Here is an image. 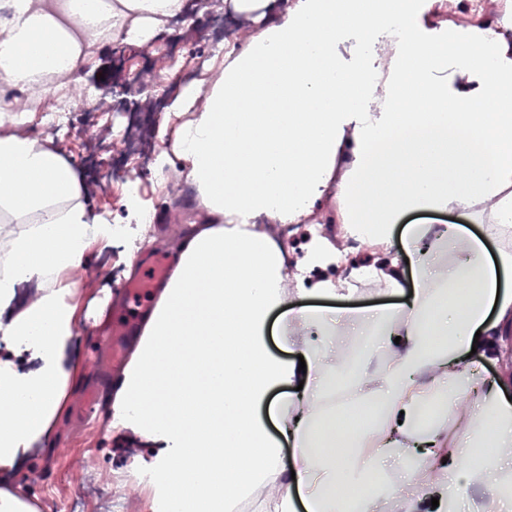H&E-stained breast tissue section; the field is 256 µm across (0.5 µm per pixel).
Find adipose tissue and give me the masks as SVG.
<instances>
[{"mask_svg": "<svg viewBox=\"0 0 512 512\" xmlns=\"http://www.w3.org/2000/svg\"><path fill=\"white\" fill-rule=\"evenodd\" d=\"M438 3L285 0L268 22L258 0H237L252 23L169 101L157 171L192 188L204 221L165 241L170 276L107 406L110 435L152 450L140 468L156 510L226 512L267 485L269 512H383L390 500L447 512L451 485L469 491L470 512L512 502V379L476 371L512 333V35L452 23L428 38ZM183 9L0 0V85L69 89L96 46L148 44ZM351 33L370 55L347 68L336 47ZM448 66L453 82L436 79ZM16 107L0 98V475L50 441L79 381L68 352L91 246L130 264L144 232L134 197L113 232L51 143L14 132ZM413 211L457 221L400 228ZM332 218L335 237L289 254L281 227ZM477 222L488 238L469 233ZM29 283L38 291L17 309ZM365 286L401 301L344 321L311 305ZM274 313L300 360L269 354ZM351 403L380 420L341 448ZM490 413L494 451L472 461Z\"/></svg>", "mask_w": 512, "mask_h": 512, "instance_id": "ef3b65f1", "label": "adipose tissue"}]
</instances>
